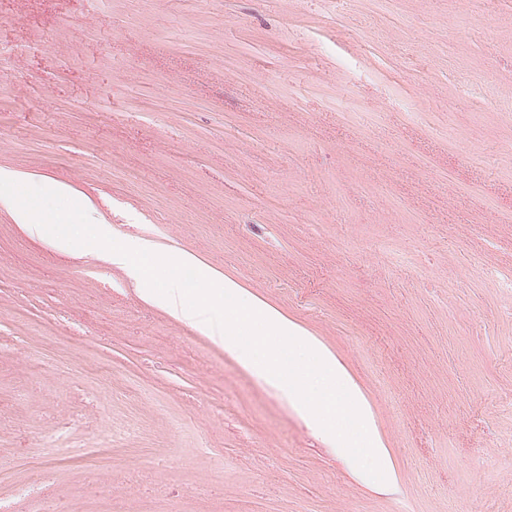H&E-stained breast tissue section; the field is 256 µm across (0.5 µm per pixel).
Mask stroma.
Here are the masks:
<instances>
[{"instance_id": "stroma-1", "label": "stroma", "mask_w": 512, "mask_h": 512, "mask_svg": "<svg viewBox=\"0 0 512 512\" xmlns=\"http://www.w3.org/2000/svg\"><path fill=\"white\" fill-rule=\"evenodd\" d=\"M498 98L512 0H0V168L288 319L386 457L0 205V504L512 512Z\"/></svg>"}]
</instances>
